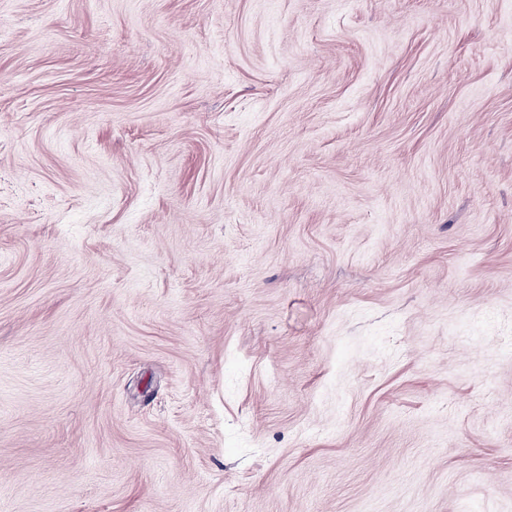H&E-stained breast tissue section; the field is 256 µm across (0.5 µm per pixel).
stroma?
Instances as JSON below:
<instances>
[{
    "label": "stroma",
    "instance_id": "1",
    "mask_svg": "<svg viewBox=\"0 0 512 512\" xmlns=\"http://www.w3.org/2000/svg\"><path fill=\"white\" fill-rule=\"evenodd\" d=\"M0 512H512V0H0Z\"/></svg>",
    "mask_w": 512,
    "mask_h": 512
}]
</instances>
